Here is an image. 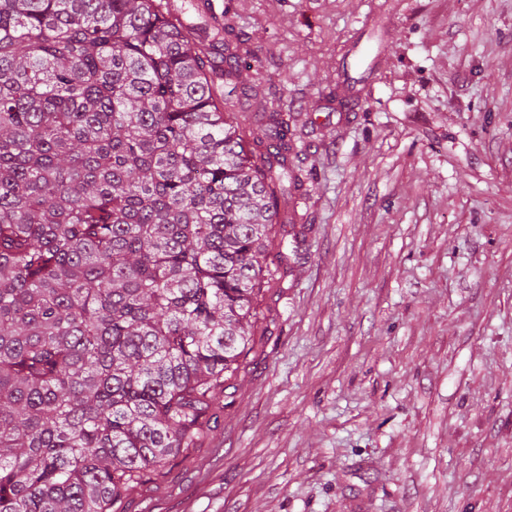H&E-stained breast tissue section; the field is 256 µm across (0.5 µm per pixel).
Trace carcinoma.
<instances>
[{
	"label": "carcinoma",
	"mask_w": 512,
	"mask_h": 512,
	"mask_svg": "<svg viewBox=\"0 0 512 512\" xmlns=\"http://www.w3.org/2000/svg\"><path fill=\"white\" fill-rule=\"evenodd\" d=\"M171 0H0V512H107L223 411L297 185Z\"/></svg>",
	"instance_id": "1"
}]
</instances>
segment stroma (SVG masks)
Returning a JSON list of instances; mask_svg holds the SVG:
<instances>
[{"label": "stroma", "instance_id": "obj_1", "mask_svg": "<svg viewBox=\"0 0 512 512\" xmlns=\"http://www.w3.org/2000/svg\"><path fill=\"white\" fill-rule=\"evenodd\" d=\"M300 181L215 428L109 512H512V0H210Z\"/></svg>", "mask_w": 512, "mask_h": 512}]
</instances>
